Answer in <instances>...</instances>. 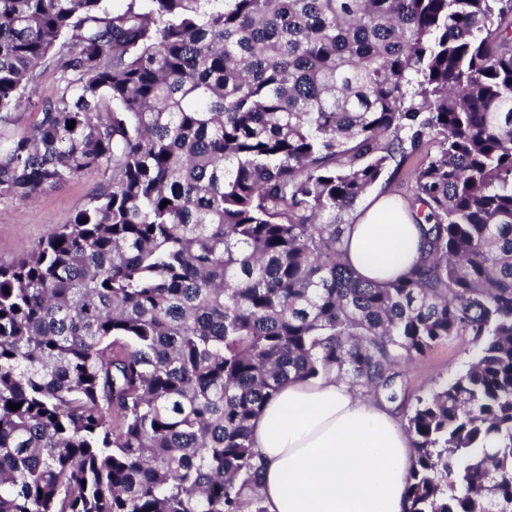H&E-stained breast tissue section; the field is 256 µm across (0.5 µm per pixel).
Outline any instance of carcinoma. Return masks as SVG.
<instances>
[{
	"instance_id": "1",
	"label": "carcinoma",
	"mask_w": 512,
	"mask_h": 512,
	"mask_svg": "<svg viewBox=\"0 0 512 512\" xmlns=\"http://www.w3.org/2000/svg\"><path fill=\"white\" fill-rule=\"evenodd\" d=\"M422 149V260L363 280L356 207ZM82 176L0 266V512H266L283 384L395 403L458 336L469 369L406 416V512H512V0H0V197Z\"/></svg>"
}]
</instances>
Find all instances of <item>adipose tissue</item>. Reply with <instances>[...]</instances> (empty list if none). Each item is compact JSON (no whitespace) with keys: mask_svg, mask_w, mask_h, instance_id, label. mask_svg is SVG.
<instances>
[{"mask_svg":"<svg viewBox=\"0 0 512 512\" xmlns=\"http://www.w3.org/2000/svg\"><path fill=\"white\" fill-rule=\"evenodd\" d=\"M420 229L375 194L357 214L345 259L363 279L393 280L418 262ZM266 512H403L413 443L385 406L335 374L285 384L252 424Z\"/></svg>","mask_w":512,"mask_h":512,"instance_id":"adipose-tissue-1","label":"adipose tissue"}]
</instances>
